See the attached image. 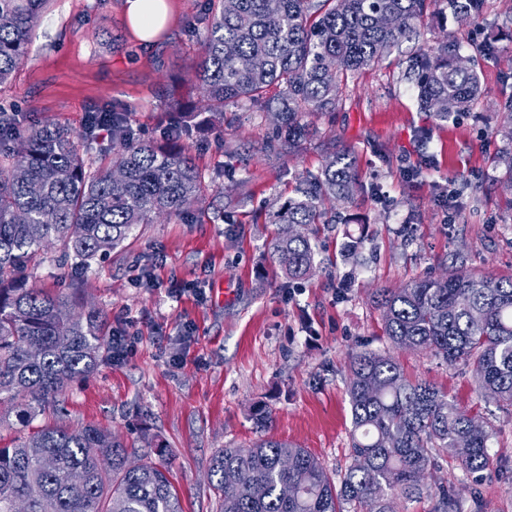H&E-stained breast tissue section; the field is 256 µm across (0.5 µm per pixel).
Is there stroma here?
Here are the masks:
<instances>
[{"instance_id": "stroma-1", "label": "stroma", "mask_w": 512, "mask_h": 512, "mask_svg": "<svg viewBox=\"0 0 512 512\" xmlns=\"http://www.w3.org/2000/svg\"><path fill=\"white\" fill-rule=\"evenodd\" d=\"M170 3L167 32L144 47L121 0H49L24 64L0 84L1 108L76 133L90 112L118 103L143 137L156 138L168 110L180 108L182 143L204 175L208 205L193 219L141 225L87 270L59 265L51 246L29 265L27 287L80 289L107 332L129 334L127 356L103 359L59 396L69 423L111 430L145 461L168 448L185 512H219L208 473L220 449L272 437L307 448L330 473L345 470L349 358L387 354L493 431L495 464L482 479L444 456L427 485L453 490L463 512H512V406L486 402L472 366L392 347L376 305L380 289L443 276L459 259L465 272L512 277V185L500 163L512 151L502 121L512 112V0H483L468 26L434 5L416 37L348 78L335 111L308 116L311 133L290 153L268 150L273 118L261 105H229L214 124L195 80L206 2ZM442 32L487 45L481 97L471 114L446 121L419 109L408 72L411 56ZM344 150L358 190L337 203L335 223L310 225L314 271L290 281L269 257L278 227L266 206L294 196L302 174ZM406 165L419 176H405ZM444 190L456 206L450 220L437 203ZM173 278L192 285L178 300L168 295ZM258 405L271 412L262 430L251 416Z\"/></svg>"}]
</instances>
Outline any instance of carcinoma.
Listing matches in <instances>:
<instances>
[{"mask_svg":"<svg viewBox=\"0 0 512 512\" xmlns=\"http://www.w3.org/2000/svg\"><path fill=\"white\" fill-rule=\"evenodd\" d=\"M48 0H0V84L25 62L29 34ZM202 55L196 69L215 121L239 101L274 115L273 150L309 132L310 113L336 110L342 83L417 32L429 0H206ZM461 25L480 17L482 0H441ZM486 46L444 39L415 57L422 109L441 120L468 112L481 95L474 58ZM276 86L280 97L267 99ZM112 125V164L93 171L82 144L94 127ZM182 133L144 140L119 106L89 115L73 133L54 125L21 128L0 110V405H15L23 427L105 351L101 313L83 310L79 291L53 295L28 288L20 270L51 244L87 269L121 246L141 224L184 214L202 202L204 177ZM358 179L346 152L302 177L297 197L272 211L273 224L319 223L324 200L349 199ZM271 255L291 279L314 268L309 234L280 232ZM384 329L398 348L429 351L450 365L474 367L481 396L512 406V278L450 273L377 292ZM350 466L334 478L305 448L260 439L225 448L209 479L220 512H395L394 500L423 492L435 512H459L448 488L430 489L425 471L443 454L479 478L493 464L492 431L425 380L411 381L388 355L351 358ZM296 489L284 497V485ZM183 512L168 470L144 462L111 432L86 425H46L0 448V512Z\"/></svg>","mask_w":512,"mask_h":512,"instance_id":"1","label":"carcinoma"}]
</instances>
